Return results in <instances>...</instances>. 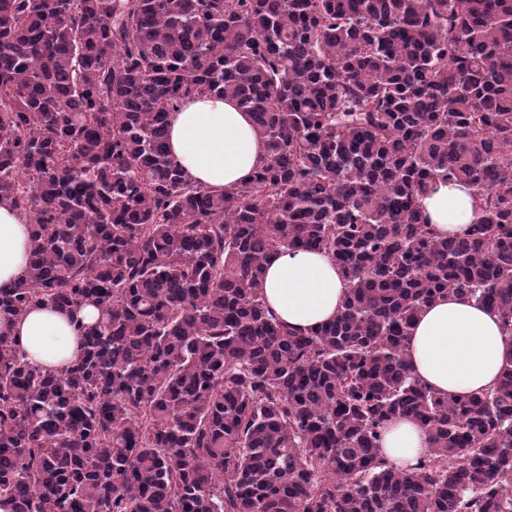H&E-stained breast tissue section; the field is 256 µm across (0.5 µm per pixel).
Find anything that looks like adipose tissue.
Segmentation results:
<instances>
[{"label":"adipose tissue","mask_w":512,"mask_h":512,"mask_svg":"<svg viewBox=\"0 0 512 512\" xmlns=\"http://www.w3.org/2000/svg\"><path fill=\"white\" fill-rule=\"evenodd\" d=\"M171 153L188 177L221 191L244 182L265 157L262 139L234 99L203 96L188 101L169 124ZM420 207L436 236L462 235L478 215L466 185L437 180L420 197ZM30 237L23 217L0 205V289L29 272ZM348 286L324 254L299 252L271 256L264 266V301L290 329L307 332L332 319ZM93 307L72 314L38 306L22 316H0V333L17 338L26 360L46 370L76 364L83 355L75 321L93 322ZM407 361L413 375L437 393L471 395L491 389L512 361V336L499 314L474 298L451 293L427 304L410 331ZM430 446L414 420L388 423L382 452L390 465L407 469Z\"/></svg>","instance_id":"ef3b65f1"}]
</instances>
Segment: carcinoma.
I'll return each instance as SVG.
<instances>
[{
	"label": "carcinoma",
	"mask_w": 512,
	"mask_h": 512,
	"mask_svg": "<svg viewBox=\"0 0 512 512\" xmlns=\"http://www.w3.org/2000/svg\"><path fill=\"white\" fill-rule=\"evenodd\" d=\"M204 94L266 145L222 193L169 150ZM439 178L461 236L420 208ZM0 203L31 226L0 316L98 311L60 371L0 334V512H512V362L449 397L406 359L445 293L512 333V0H0ZM301 251L349 284L308 333L262 296ZM419 203L438 237L463 235L478 215L471 189L446 180H437L433 188L420 197ZM430 447L428 433L416 421L400 418L388 423L382 452L393 467L410 468Z\"/></svg>",
	"instance_id": "cac0c4a2"
}]
</instances>
